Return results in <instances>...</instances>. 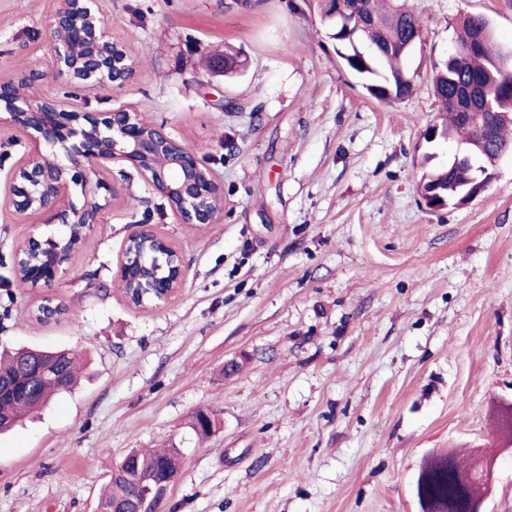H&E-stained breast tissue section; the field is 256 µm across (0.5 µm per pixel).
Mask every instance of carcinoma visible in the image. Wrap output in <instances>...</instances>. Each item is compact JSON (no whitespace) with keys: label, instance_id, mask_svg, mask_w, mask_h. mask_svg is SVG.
<instances>
[{"label":"carcinoma","instance_id":"1","mask_svg":"<svg viewBox=\"0 0 512 512\" xmlns=\"http://www.w3.org/2000/svg\"><path fill=\"white\" fill-rule=\"evenodd\" d=\"M342 16L329 21L330 38L336 42V53L346 66L363 80V86L374 98L401 100L413 91V76L401 55L404 45L421 41L424 19L403 0H342ZM361 19L365 27L358 33L349 30L346 22ZM482 33V43L475 42ZM506 55L492 37L488 23L481 16L468 15L460 25L453 44L452 60L436 66L433 89L442 105L441 123L452 124L458 117L457 103L465 91L479 94L480 107L487 112L493 127V137L484 148L491 156L505 149L512 150V139L505 130L512 127V72L505 68ZM477 177L466 164L435 167L423 174L422 191L436 184L448 190V200H454L462 188ZM75 350H40L23 348L0 354V382L26 383L42 363L57 367L61 376L47 377L36 382L37 394L25 398L0 397V431L21 423L30 413L45 405L52 396L72 389L75 379ZM136 456L112 476L107 493L101 498L100 512H112V507L134 509L133 499L140 484L148 478H162L177 472L179 459L175 449H134ZM472 459L455 453L433 454L427 457L417 474L418 496L426 499L431 512H454L448 501L457 494L458 480L470 475Z\"/></svg>","mask_w":512,"mask_h":512}]
</instances>
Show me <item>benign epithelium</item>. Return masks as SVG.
<instances>
[{
    "mask_svg": "<svg viewBox=\"0 0 512 512\" xmlns=\"http://www.w3.org/2000/svg\"><path fill=\"white\" fill-rule=\"evenodd\" d=\"M53 59L68 84L91 89L100 84L128 85L136 74V60L127 46L110 34L99 0H58L52 17ZM84 42L91 53L72 59L68 44ZM464 127L478 126L483 138L492 128L473 109L460 114ZM11 127L26 148L24 163L15 170L8 198L20 218L38 214L44 223L65 227L82 225L83 240L100 223L102 212L122 187L107 176L116 163L133 168L168 203L180 224H221L224 220L223 183L205 167L196 153L172 137L164 126L144 120L131 109L113 112H72L56 98L33 97L26 79L0 80V125ZM166 152L164 165L155 163ZM80 189L83 202L75 204L70 190ZM82 243L70 244L56 233H32L15 252L20 264L29 251L43 254L27 266L29 283L48 282L67 266ZM116 278L135 285L125 295L136 307L157 306L175 298L184 286L185 272L178 249L150 224L126 239ZM499 448H479L473 470L492 494ZM175 480L169 476L140 494L134 512H158Z\"/></svg>",
    "mask_w": 512,
    "mask_h": 512,
    "instance_id": "1",
    "label": "benign epithelium"
}]
</instances>
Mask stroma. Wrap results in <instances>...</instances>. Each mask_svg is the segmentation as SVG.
Wrapping results in <instances>:
<instances>
[{"label": "stroma", "instance_id": "1", "mask_svg": "<svg viewBox=\"0 0 512 512\" xmlns=\"http://www.w3.org/2000/svg\"><path fill=\"white\" fill-rule=\"evenodd\" d=\"M426 27L410 96L372 97L313 0H101L138 61L127 86L67 99L134 107L224 185V221L176 223L131 168L82 250L49 283L15 291L0 347L77 349L78 385L0 432V512H99L133 448L176 445L162 512H418L423 458L497 443L512 401V155L460 207L430 210L421 159L439 112L432 76L461 17L512 49V0H415ZM55 0H0V77L65 97L52 55ZM237 54L235 73L207 60ZM24 149L0 131V280L40 216L6 205ZM153 224L181 252L185 286L141 308L116 288L128 235ZM61 314L41 322L45 300ZM219 427L198 440L193 415Z\"/></svg>", "mask_w": 512, "mask_h": 512}]
</instances>
